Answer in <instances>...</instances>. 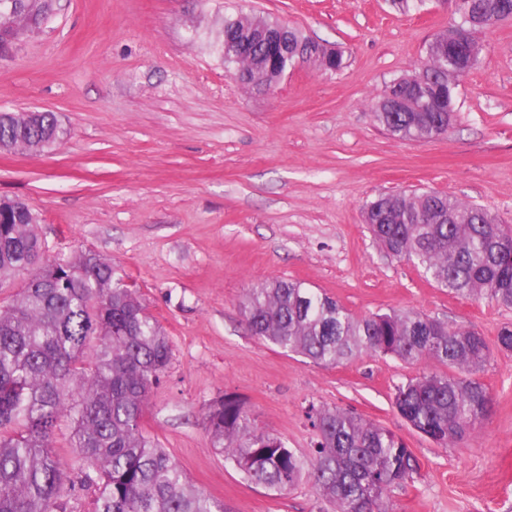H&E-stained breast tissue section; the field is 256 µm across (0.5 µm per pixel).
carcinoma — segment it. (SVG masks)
<instances>
[{
    "mask_svg": "<svg viewBox=\"0 0 512 512\" xmlns=\"http://www.w3.org/2000/svg\"><path fill=\"white\" fill-rule=\"evenodd\" d=\"M468 20L429 43L421 70L388 87L372 104L376 121L406 140L448 132L459 79L477 63L478 33L512 15V0H465ZM50 0H0V43L33 31ZM263 18H224V33L249 40ZM304 44L328 71L342 68L339 50L288 28V46ZM259 44L227 64L253 86H272L278 71ZM55 113L38 121L23 112L0 116V143L41 154L60 139ZM377 244L417 262L456 296L512 307V232L488 209L447 195L387 194L365 211ZM38 217L20 199L0 198V288L25 272L28 284L0 305V512H67L76 484L98 486L94 512H224L188 481L169 454L143 432L152 389L171 346L137 291L115 277L112 263L80 252L65 265L45 259ZM251 331L313 362L336 366L391 355L409 364L432 360L450 372L423 370L395 388L393 404L414 429L446 448L466 442L493 413L477 378L490 356L478 333L415 311L356 318L304 283L264 281L246 294ZM317 442L303 458L258 429L244 402L226 394L208 407L219 448L247 480L282 493L302 476L336 512H393L389 493L413 480L417 462L392 431L356 413L309 404ZM70 420L69 445L92 470L70 477L54 453L55 431Z\"/></svg>",
    "mask_w": 512,
    "mask_h": 512,
    "instance_id": "1",
    "label": "carcinoma"
}]
</instances>
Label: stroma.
Listing matches in <instances>:
<instances>
[{
    "mask_svg": "<svg viewBox=\"0 0 512 512\" xmlns=\"http://www.w3.org/2000/svg\"><path fill=\"white\" fill-rule=\"evenodd\" d=\"M260 14L339 49L268 90L245 87L209 47L224 18ZM457 16L440 0H52L39 31L0 51V111L56 113L68 135L34 156L0 151V196L37 214L48 258L91 250L137 288L171 359L143 430L226 512H323L306 481L275 494L214 448L206 412L242 399L255 425L310 456L309 405L343 408L398 435L416 457L394 512H512V308L449 294L378 246L364 208L434 191L512 228V21L481 36L447 133L392 135L372 103L418 70ZM299 280L354 317L414 310L491 344L479 374L494 404L464 444L442 448L393 404L419 366L365 356L325 366L251 333L243 300Z\"/></svg>",
    "mask_w": 512,
    "mask_h": 512,
    "instance_id": "stroma-1",
    "label": "stroma"
}]
</instances>
